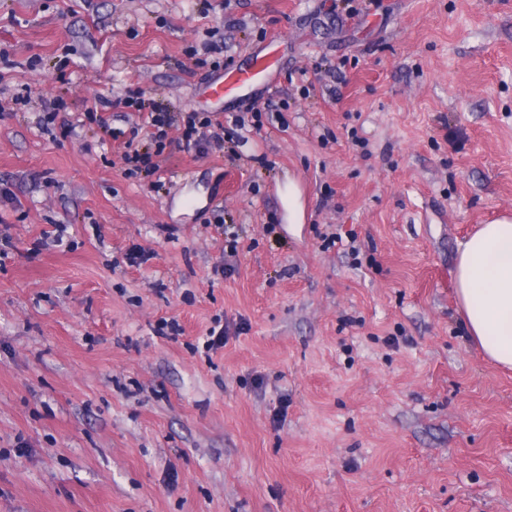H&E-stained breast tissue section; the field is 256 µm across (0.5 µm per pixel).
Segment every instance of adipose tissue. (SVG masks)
Wrapping results in <instances>:
<instances>
[{
	"label": "adipose tissue",
	"mask_w": 512,
	"mask_h": 512,
	"mask_svg": "<svg viewBox=\"0 0 512 512\" xmlns=\"http://www.w3.org/2000/svg\"><path fill=\"white\" fill-rule=\"evenodd\" d=\"M455 291L469 337L512 368V218L480 225L462 244Z\"/></svg>",
	"instance_id": "adipose-tissue-1"
}]
</instances>
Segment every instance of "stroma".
Masks as SVG:
<instances>
[{"instance_id":"obj_1","label":"stroma","mask_w":512,"mask_h":512,"mask_svg":"<svg viewBox=\"0 0 512 512\" xmlns=\"http://www.w3.org/2000/svg\"><path fill=\"white\" fill-rule=\"evenodd\" d=\"M211 2L0 0L13 84L70 115L275 108L240 161L133 178L119 142L0 118V512H512V371L455 292L512 215V0ZM209 36L223 70L184 73ZM258 55L271 83L207 96Z\"/></svg>"}]
</instances>
